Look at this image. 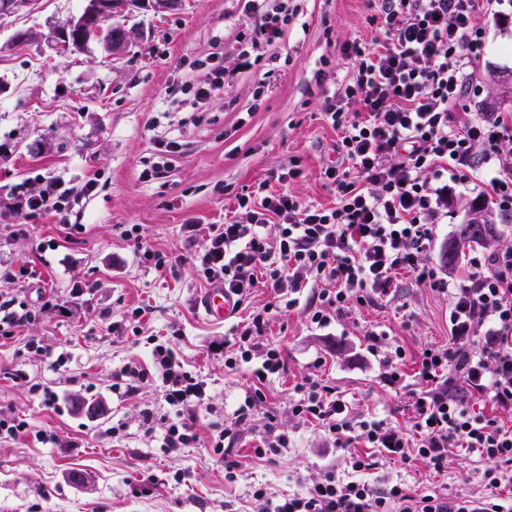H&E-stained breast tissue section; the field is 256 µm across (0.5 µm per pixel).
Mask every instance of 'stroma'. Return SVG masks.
<instances>
[{
  "instance_id": "obj_1",
  "label": "stroma",
  "mask_w": 512,
  "mask_h": 512,
  "mask_svg": "<svg viewBox=\"0 0 512 512\" xmlns=\"http://www.w3.org/2000/svg\"><path fill=\"white\" fill-rule=\"evenodd\" d=\"M375 2L292 0L282 40L257 43L245 68L237 48L258 17L245 12L243 0H181L164 13L143 9L126 22L132 43L118 61L97 45L74 53L17 41L21 31L63 27L84 0H36L0 17V201L21 186L40 190L53 177L77 192L70 225L50 215L32 218L26 235L16 238L0 223V294L34 305L47 288L66 303L74 283L93 288L72 315L49 309L15 337H0V413L32 429L0 441V512H254L255 487L275 497L294 493L330 466L348 477L354 449L328 448L318 426L288 412L294 385L311 371L336 387L353 416L408 424L406 396L384 386L363 338L365 329L377 327L413 354L427 344H447V296L417 286L405 273L390 302L324 332L309 329L300 311L275 315L267 337L286 350L288 371L265 392L290 439L275 460L253 453V433L265 423L260 415L243 426L234 475L209 448L166 453L162 429L148 434L141 426L144 410L171 411L156 382L143 384L131 399L112 390L126 363L150 365L149 337L165 335L208 384L210 407L199 413L200 429L232 416L251 375L245 368L225 370L210 344L223 340L236 318L207 319L197 301L208 285L194 266L185 262L175 275L158 276L135 258L124 232L140 225L153 247L181 254L185 223H223L240 193L281 168L301 171L282 190L305 205H332L323 171L340 134L324 117L313 74L321 68L339 82L352 76L355 62L341 47L382 39L370 20ZM486 21L489 45L473 65L479 93L471 109L482 112L491 103L512 113V96L490 98L494 80L512 83V20L490 14ZM216 64L232 78L204 107L188 94L171 104L172 86L203 84ZM164 140L177 146L156 176L152 168ZM91 179L95 189L81 195ZM22 267L26 277H6V270ZM138 306L149 314L136 332L113 339L108 326L123 324ZM30 336L64 354L65 370L54 371L48 358L27 349ZM35 383L59 393L60 409L31 393ZM44 429L55 433L57 444L35 440V431ZM376 459L362 478L377 489L402 482L451 497L490 492L487 462L463 448L450 449L443 472L381 453Z\"/></svg>"
}]
</instances>
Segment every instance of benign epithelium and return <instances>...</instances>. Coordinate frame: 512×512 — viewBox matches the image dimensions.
I'll return each mask as SVG.
<instances>
[{
  "mask_svg": "<svg viewBox=\"0 0 512 512\" xmlns=\"http://www.w3.org/2000/svg\"><path fill=\"white\" fill-rule=\"evenodd\" d=\"M180 0H85V7L82 13L72 17L67 22V27L61 32L65 36L68 32L78 30L88 32V36L80 38L71 44L69 49L73 52L83 51L90 43L97 42L114 59L121 58L127 51L131 32L126 26H118V31L104 37L95 30L97 22L104 18L117 17L119 15H132L136 10L148 5L156 12H166L178 5Z\"/></svg>",
  "mask_w": 512,
  "mask_h": 512,
  "instance_id": "benign-epithelium-1",
  "label": "benign epithelium"
}]
</instances>
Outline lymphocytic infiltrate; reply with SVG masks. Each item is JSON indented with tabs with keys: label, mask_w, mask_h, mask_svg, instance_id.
<instances>
[{
	"label": "lymphocytic infiltrate",
	"mask_w": 512,
	"mask_h": 512,
	"mask_svg": "<svg viewBox=\"0 0 512 512\" xmlns=\"http://www.w3.org/2000/svg\"><path fill=\"white\" fill-rule=\"evenodd\" d=\"M495 0H379L384 39L369 48L345 43L353 76L324 92L327 122L341 137L337 162L324 174L336 191L331 207L304 206L266 183L238 196L240 218L224 224L186 225L188 259L207 283L219 285L247 317L218 343L224 367L251 365L255 382L232 416L211 424L210 445L235 444L240 427L265 408L266 385L288 369L283 349L266 332L275 312L297 309L311 327L328 328L360 308L390 301L395 276L448 298V343L416 355L382 330L364 332L367 352L380 358L385 385L406 390L412 423L402 428L353 417L335 387L310 373L295 385L289 411L297 422L320 426L331 448L362 443L401 461L418 460L442 470L448 452L464 448L491 461L484 473L491 496L411 493L403 483L373 490L358 477L326 470L302 490L280 498L256 488L261 512H512V247L470 258L466 275H450L429 259L435 231L453 183L472 185L512 217V113L477 114L464 103L473 93L472 65L483 56V18ZM253 39L279 42L290 19L289 0L258 10ZM72 190L52 179L37 194L15 193L0 208V222L18 216L53 215L70 221ZM276 226L269 235L268 226ZM272 299L255 305L257 289ZM152 369L125 364L113 385L136 396L150 371L161 378L174 415L145 412L146 431L164 430L174 452L201 444L197 413L209 404L206 382L176 359L166 339H152ZM414 373H406V363ZM489 403L493 416L475 408Z\"/></svg>",
	"instance_id": "f902f5d3"
}]
</instances>
